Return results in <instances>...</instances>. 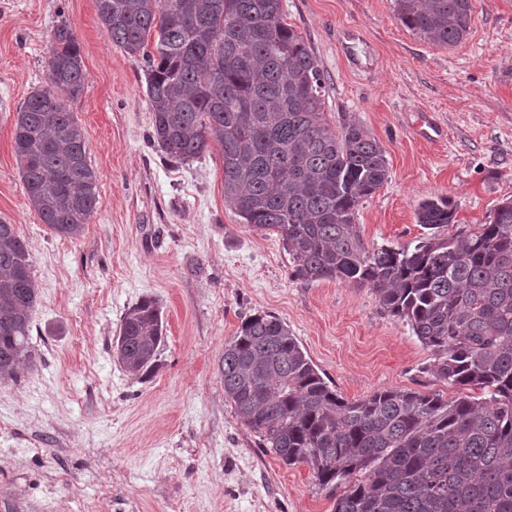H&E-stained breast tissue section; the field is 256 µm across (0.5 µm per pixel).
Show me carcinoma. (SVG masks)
Wrapping results in <instances>:
<instances>
[{"instance_id": "1", "label": "carcinoma", "mask_w": 512, "mask_h": 512, "mask_svg": "<svg viewBox=\"0 0 512 512\" xmlns=\"http://www.w3.org/2000/svg\"><path fill=\"white\" fill-rule=\"evenodd\" d=\"M397 19L440 46L470 31L473 0H394ZM112 43L148 74L151 139L189 162L221 145L224 200L256 232L275 235L294 279L369 287L432 352L421 372L482 391L379 389L345 400L288 326L255 313L224 342V396L285 465L305 464L333 512H512V200L463 237L447 196L425 199L414 246H365L356 210L388 175L385 150L359 124L324 118L323 72L284 22L281 0H96ZM154 40H149V35ZM47 86L14 123L24 193L43 223L77 238L97 205L86 135L64 99L84 91L80 45L67 23L49 39ZM26 242L0 222V383L31 358L38 300ZM164 321L145 297L122 317L113 356L148 378Z\"/></svg>"}]
</instances>
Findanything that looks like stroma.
<instances>
[{"label":"stroma","mask_w":512,"mask_h":512,"mask_svg":"<svg viewBox=\"0 0 512 512\" xmlns=\"http://www.w3.org/2000/svg\"><path fill=\"white\" fill-rule=\"evenodd\" d=\"M282 5L323 71L325 119L358 122L386 151L388 178L357 211L366 246L422 237L426 198L452 200L455 236L512 199V0H476L453 47L405 27L394 0ZM63 23L86 73L69 109L97 173V209L76 239L42 223L12 140ZM145 89L142 63L112 43L95 0H0V221L25 240L39 283L32 359L0 385V512H332L310 468L261 448L224 396V342L244 318L284 321L348 401L463 390L422 374L431 351L370 289L293 279L276 236L225 203L220 145L186 163L153 145ZM145 296L166 333L159 370L142 380L112 343Z\"/></svg>","instance_id":"stroma-1"}]
</instances>
